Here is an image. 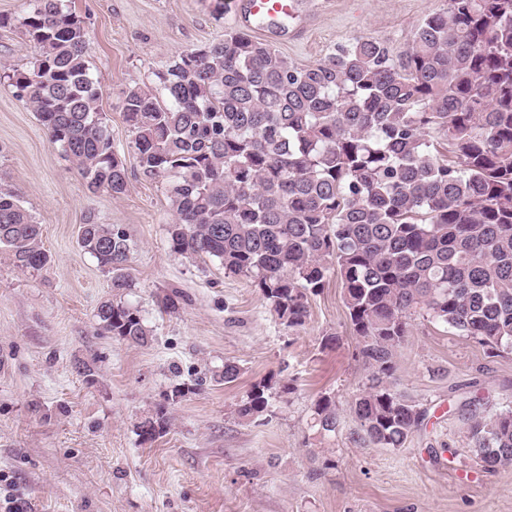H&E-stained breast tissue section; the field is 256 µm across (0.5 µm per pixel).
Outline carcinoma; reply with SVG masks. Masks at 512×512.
Listing matches in <instances>:
<instances>
[{"label":"carcinoma","instance_id":"cac0c4a2","mask_svg":"<svg viewBox=\"0 0 512 512\" xmlns=\"http://www.w3.org/2000/svg\"><path fill=\"white\" fill-rule=\"evenodd\" d=\"M28 2L21 26L35 56L4 67L8 86L88 190L118 198L128 168L90 73L85 21L64 0ZM119 104L137 170L165 184L173 252L249 278L293 329L336 272L371 369L350 402L358 447L403 448L425 420L390 381L413 314L491 354L512 351V0H448L396 55L356 36L305 66L239 29L178 52ZM77 243L112 295L131 287L123 228L89 217ZM1 245L22 270L51 263L40 225L2 188ZM97 317L122 340L149 336L122 301L101 302ZM271 390L253 385L237 417L263 416ZM464 410L471 455L488 471L512 465V407L489 412L474 397ZM313 423L339 430L334 398L316 399ZM167 425L147 419L137 432L152 440Z\"/></svg>","mask_w":512,"mask_h":512}]
</instances>
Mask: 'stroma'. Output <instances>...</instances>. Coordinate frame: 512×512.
I'll use <instances>...</instances> for the list:
<instances>
[{
  "instance_id": "stroma-1",
  "label": "stroma",
  "mask_w": 512,
  "mask_h": 512,
  "mask_svg": "<svg viewBox=\"0 0 512 512\" xmlns=\"http://www.w3.org/2000/svg\"><path fill=\"white\" fill-rule=\"evenodd\" d=\"M288 30L266 32L289 60L307 65L356 36L393 52L410 44L422 16L446 0H319ZM88 29L87 59L112 143L127 156L123 88L150 77L178 51L223 39L248 17L216 13L214 0H66ZM28 0H0L15 22L0 28V63L27 67L34 50L18 20ZM0 184L42 230L51 264L17 268L0 247V499L26 512H512V466L484 470L466 451L462 403H512V353L496 357L425 315L412 317L392 382L426 409L405 448H358L349 412L370 369L348 326L342 289L330 279L310 299L302 327H285L249 278L219 262L171 251L173 212L161 181L130 170L127 191L93 193L50 145L35 112L0 86ZM120 225L132 286L149 331L138 345L98 328L110 279L77 244L86 217ZM179 293L177 309L163 306ZM339 336L335 347L326 335ZM241 373L215 382L225 361ZM270 380L267 412L251 423L235 410ZM334 395L337 433L312 429L311 407ZM165 412L154 440L137 426ZM454 458L442 457L445 447ZM332 468H325V460Z\"/></svg>"
}]
</instances>
